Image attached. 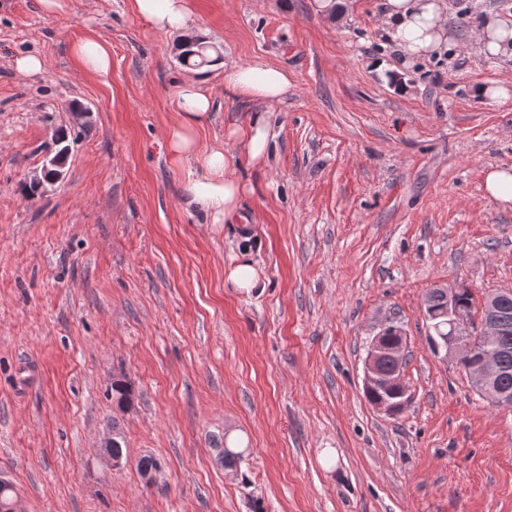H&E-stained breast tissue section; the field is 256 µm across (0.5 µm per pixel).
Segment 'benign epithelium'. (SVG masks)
Masks as SVG:
<instances>
[{"mask_svg": "<svg viewBox=\"0 0 512 512\" xmlns=\"http://www.w3.org/2000/svg\"><path fill=\"white\" fill-rule=\"evenodd\" d=\"M508 295L512 297V290L507 288L488 292L483 297L486 310V316L481 323L483 335L503 336L508 331V326L494 316L502 299ZM468 320L469 312L461 309L458 304V291H448V335L434 342L435 353L445 360L452 358L459 361L465 356L472 358L467 375L475 391L496 407L512 411V395L504 391L496 381V362L488 355H476L474 343L467 336ZM390 324L391 321H385L379 333L370 341L364 360L363 387L379 390L400 389V404L405 406L411 399L403 380V368L400 367L405 356V344H394L384 338V332ZM384 357H390L398 364L389 375L382 374L378 368L380 359Z\"/></svg>", "mask_w": 512, "mask_h": 512, "instance_id": "benign-epithelium-1", "label": "benign epithelium"}]
</instances>
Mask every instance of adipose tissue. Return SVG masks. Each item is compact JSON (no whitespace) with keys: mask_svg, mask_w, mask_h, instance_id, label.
I'll return each mask as SVG.
<instances>
[{"mask_svg":"<svg viewBox=\"0 0 512 512\" xmlns=\"http://www.w3.org/2000/svg\"><path fill=\"white\" fill-rule=\"evenodd\" d=\"M137 14L160 31H190L187 0H134ZM382 22L389 38L406 55H426L440 48L448 22L443 0H383ZM205 78L193 71L179 91L178 120L167 133L166 147L173 160L195 159L201 172L187 187L189 204L212 215L214 221L235 222L244 184L234 176L232 157L223 146L198 147V133L210 120L213 101L205 93ZM224 86L235 97L272 105L283 100L290 81L286 71L271 66L228 65Z\"/></svg>","mask_w":512,"mask_h":512,"instance_id":"adipose-tissue-1","label":"adipose tissue"}]
</instances>
